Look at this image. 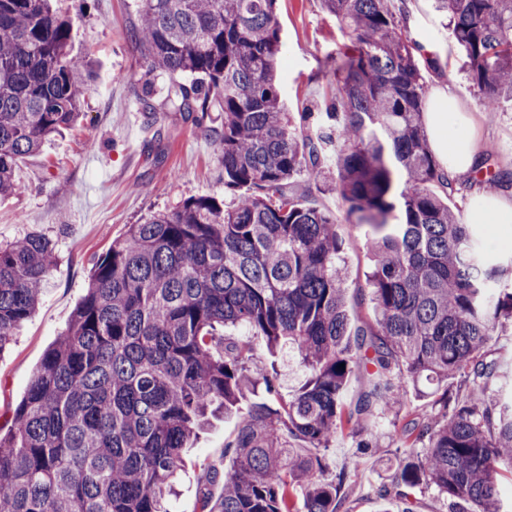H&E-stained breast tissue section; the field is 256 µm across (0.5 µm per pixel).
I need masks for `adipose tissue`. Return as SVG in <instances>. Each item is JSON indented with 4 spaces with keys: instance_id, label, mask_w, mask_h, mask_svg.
Here are the masks:
<instances>
[{
    "instance_id": "obj_1",
    "label": "adipose tissue",
    "mask_w": 512,
    "mask_h": 512,
    "mask_svg": "<svg viewBox=\"0 0 512 512\" xmlns=\"http://www.w3.org/2000/svg\"><path fill=\"white\" fill-rule=\"evenodd\" d=\"M425 121L431 147L440 161L454 178L467 179L473 171L479 147L455 94L440 91ZM468 215L473 223L492 225L493 241L512 238V196L505 194L483 201L471 208Z\"/></svg>"
}]
</instances>
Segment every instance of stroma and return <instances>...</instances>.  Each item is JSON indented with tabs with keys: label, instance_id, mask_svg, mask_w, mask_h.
<instances>
[{
	"label": "stroma",
	"instance_id": "obj_1",
	"mask_svg": "<svg viewBox=\"0 0 512 512\" xmlns=\"http://www.w3.org/2000/svg\"><path fill=\"white\" fill-rule=\"evenodd\" d=\"M407 2L410 39L433 45L440 63L439 70L424 71L427 93L452 85L479 146L495 147L493 163L512 171V99H501L495 115H487L446 18L433 0ZM53 6L72 20L70 57L79 66L91 67L92 77L80 121L40 153L22 159L16 178L23 192L0 198V243L32 232L55 243L54 266L43 283L37 311L0 353L1 433L7 432L11 411L25 396L45 353L67 329L94 262L112 240L142 216L172 209L189 197L213 196L229 205L236 196L225 188L219 162L220 112H210L198 123L185 112L143 110L144 89H151L158 103L170 81L147 74L130 37L139 20L137 0H53ZM276 12L284 106L296 117L319 111L334 91L329 73L344 38L319 0H278ZM339 233L348 267V311L358 327L373 318L366 286L369 251L360 229L342 221ZM230 334L252 346L255 366L275 368L278 392L291 400L308 376L297 354L288 349L269 353L260 338L241 327ZM247 408L243 401L214 419L187 449L170 498L172 512H200L201 489L216 499L223 495L224 472L233 465L224 444ZM377 441V452L364 455L355 439L342 433L322 451L329 474H349L338 492L348 512H403L407 506L413 512H444L445 504L433 490L413 491L406 501L375 495V487L390 481L398 465L399 433L389 418L380 419Z\"/></svg>",
	"mask_w": 512,
	"mask_h": 512
}]
</instances>
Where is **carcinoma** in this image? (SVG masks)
I'll list each match as a JSON object with an SVG mask.
<instances>
[{"label": "carcinoma", "mask_w": 512, "mask_h": 512, "mask_svg": "<svg viewBox=\"0 0 512 512\" xmlns=\"http://www.w3.org/2000/svg\"><path fill=\"white\" fill-rule=\"evenodd\" d=\"M277 0H139L134 33L147 70L188 76L162 107L224 111L219 138L232 207L189 197L128 226L91 268L87 292L47 351L8 433L0 434V512H171L183 449L208 416L263 386L234 438L224 496L201 512H340V471L320 450L338 432L376 451L371 427L409 389L438 412L402 425L392 482L433 488L451 512H503L512 481V399L489 348L512 321V263L489 253L483 227L448 204L464 190L424 127L425 76L404 9L391 0H320L348 43L336 93L293 129L280 100ZM495 111L512 98V0H435ZM70 22L51 0H0V196L22 191L15 169L77 124L90 74L72 64ZM477 164L484 188L512 175ZM364 231L374 322L351 330L338 220L290 190L323 170ZM55 245L41 233L0 245V351L39 304ZM240 326L268 350L286 344L310 371L280 401L273 372L253 374L252 348L218 328ZM345 368H340V365ZM367 388L352 408L354 370ZM462 378L464 398L449 395ZM289 436L304 453L283 443Z\"/></svg>", "instance_id": "obj_1"}]
</instances>
